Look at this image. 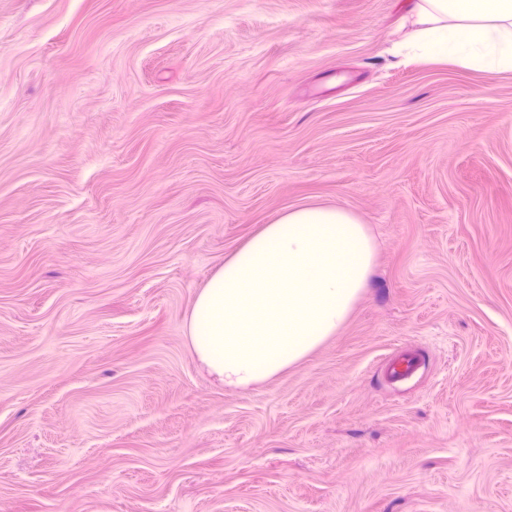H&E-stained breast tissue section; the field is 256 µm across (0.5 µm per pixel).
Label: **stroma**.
<instances>
[{
  "label": "stroma",
  "mask_w": 512,
  "mask_h": 512,
  "mask_svg": "<svg viewBox=\"0 0 512 512\" xmlns=\"http://www.w3.org/2000/svg\"><path fill=\"white\" fill-rule=\"evenodd\" d=\"M409 7L0 0V512H512V73L406 54ZM301 203L369 285L225 388L194 297Z\"/></svg>",
  "instance_id": "obj_1"
}]
</instances>
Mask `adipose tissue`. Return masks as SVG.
<instances>
[{"mask_svg": "<svg viewBox=\"0 0 512 512\" xmlns=\"http://www.w3.org/2000/svg\"><path fill=\"white\" fill-rule=\"evenodd\" d=\"M420 55L495 76L512 72V0H414ZM375 256L352 213L302 204L237 247L197 292L187 323L199 362L242 389L288 370L333 336Z\"/></svg>", "mask_w": 512, "mask_h": 512, "instance_id": "obj_1", "label": "adipose tissue"}]
</instances>
